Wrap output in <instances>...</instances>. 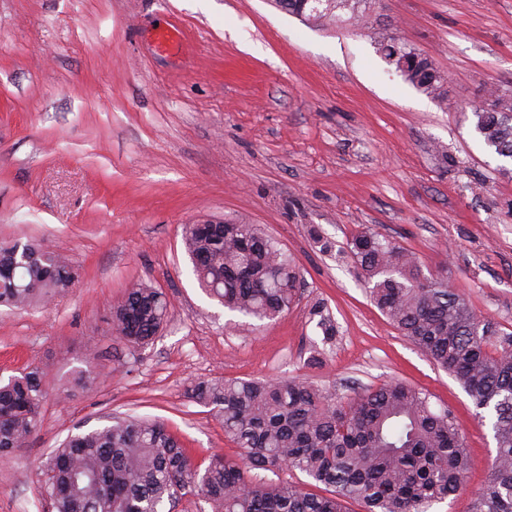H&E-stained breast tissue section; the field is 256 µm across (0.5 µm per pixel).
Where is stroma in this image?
Segmentation results:
<instances>
[{"label": "stroma", "instance_id": "1", "mask_svg": "<svg viewBox=\"0 0 512 512\" xmlns=\"http://www.w3.org/2000/svg\"><path fill=\"white\" fill-rule=\"evenodd\" d=\"M165 24L179 32L167 48ZM386 34L430 58L442 97L380 56ZM493 92L512 96V0H381L363 26H317L272 0H0V242L45 241L78 273L48 306L0 307V382L33 363L98 377L50 397L29 446L0 459V512H53L39 465L115 414L164 422L199 464L234 454L188 386L295 377L343 400L398 380L451 409L469 469L429 512H472L496 452L489 424L308 230L340 249L379 234L512 332V161L475 130ZM235 217L301 273L274 320L225 311L185 252L184 225ZM137 281L164 292L169 318L131 351L110 318ZM318 302L336 324L328 344Z\"/></svg>", "mask_w": 512, "mask_h": 512}]
</instances>
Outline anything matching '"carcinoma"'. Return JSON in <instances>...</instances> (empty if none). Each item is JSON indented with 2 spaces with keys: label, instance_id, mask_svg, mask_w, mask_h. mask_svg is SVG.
I'll return each mask as SVG.
<instances>
[{
  "label": "carcinoma",
  "instance_id": "carcinoma-1",
  "mask_svg": "<svg viewBox=\"0 0 512 512\" xmlns=\"http://www.w3.org/2000/svg\"><path fill=\"white\" fill-rule=\"evenodd\" d=\"M282 11L313 24L366 22L376 0H275ZM378 52L403 80L433 98L443 82L432 62L394 37ZM476 131L502 158L512 159V99L497 93L475 113ZM183 245L202 288L231 312L271 320L296 301L300 274L279 243L257 224H187ZM346 256L371 285L378 309L404 336L448 371L476 408L492 415L496 442L488 484L475 512H512V332L476 316L448 281L426 276L414 253L370 232L355 235ZM77 273L42 241L0 243V306H45L75 284ZM326 343L336 326L323 305L312 307ZM168 319L159 289L138 282L113 306V341L128 349L149 344ZM79 372L56 380L31 365L0 385V457L25 447L42 426L52 395L91 386ZM191 400L210 408L233 458L196 465L166 425L113 417L70 436L43 464L55 512H161L164 503L193 494L211 512H428L454 494L467 474L465 437L453 412L435 409L427 394L392 381L336 401L303 379H214L189 387ZM299 471L330 489L327 495L294 481L265 483L249 472Z\"/></svg>",
  "mask_w": 512,
  "mask_h": 512
}]
</instances>
